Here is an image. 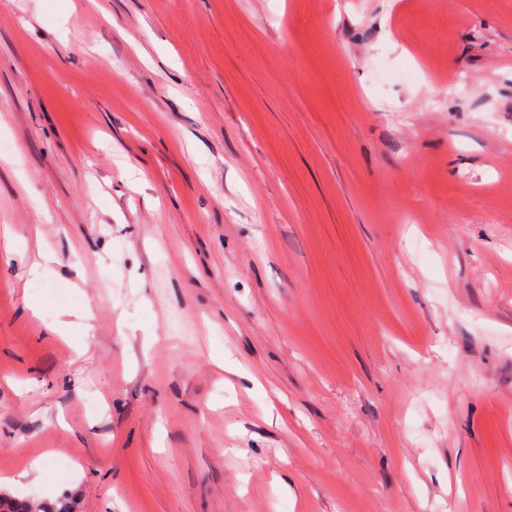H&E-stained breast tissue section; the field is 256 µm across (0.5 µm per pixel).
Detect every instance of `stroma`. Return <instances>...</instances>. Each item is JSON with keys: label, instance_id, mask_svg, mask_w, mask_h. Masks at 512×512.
<instances>
[{"label": "stroma", "instance_id": "35a3bbf8", "mask_svg": "<svg viewBox=\"0 0 512 512\" xmlns=\"http://www.w3.org/2000/svg\"><path fill=\"white\" fill-rule=\"evenodd\" d=\"M0 489L512 512V0H0Z\"/></svg>", "mask_w": 512, "mask_h": 512}]
</instances>
